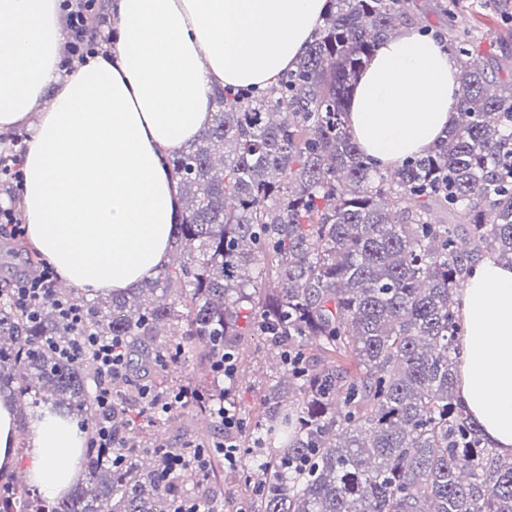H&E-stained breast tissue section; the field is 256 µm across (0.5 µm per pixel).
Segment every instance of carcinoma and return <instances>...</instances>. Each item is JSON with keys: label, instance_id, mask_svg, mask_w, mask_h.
Masks as SVG:
<instances>
[{"label": "carcinoma", "instance_id": "cac0c4a2", "mask_svg": "<svg viewBox=\"0 0 512 512\" xmlns=\"http://www.w3.org/2000/svg\"><path fill=\"white\" fill-rule=\"evenodd\" d=\"M295 68L266 94L218 88L210 125L172 152L184 211L172 262L137 288L79 302L83 331L119 337L131 364L112 383L115 448L48 501L22 489L0 512H174L204 504L201 480L164 469L153 428L191 410L219 424L218 370L262 338L279 374L239 470L248 512H512V457L456 402L454 296L474 256L512 263V0H439L461 62L460 120L439 148L374 167L345 101L367 59L409 21V0H330ZM495 53L480 51L482 41ZM79 331L55 307L27 318L0 293V393L95 425L99 378L54 343ZM193 365L199 400L132 414L122 398ZM151 454L152 465L143 464ZM190 481L196 496L183 484Z\"/></svg>", "mask_w": 512, "mask_h": 512}]
</instances>
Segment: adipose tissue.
Wrapping results in <instances>:
<instances>
[{
	"mask_svg": "<svg viewBox=\"0 0 512 512\" xmlns=\"http://www.w3.org/2000/svg\"><path fill=\"white\" fill-rule=\"evenodd\" d=\"M117 32L62 74L58 0H0V133L21 124L23 219L63 283L136 287L168 262L179 219L168 153L210 118L214 86L267 88L293 67L328 0H116ZM448 33L402 28L369 59L347 101L349 130L378 166L435 149L458 116ZM456 384L489 447L512 456V265L480 257L459 294ZM28 483L63 496L84 440L41 411L28 423Z\"/></svg>",
	"mask_w": 512,
	"mask_h": 512,
	"instance_id": "ef3b65f1",
	"label": "adipose tissue"
}]
</instances>
